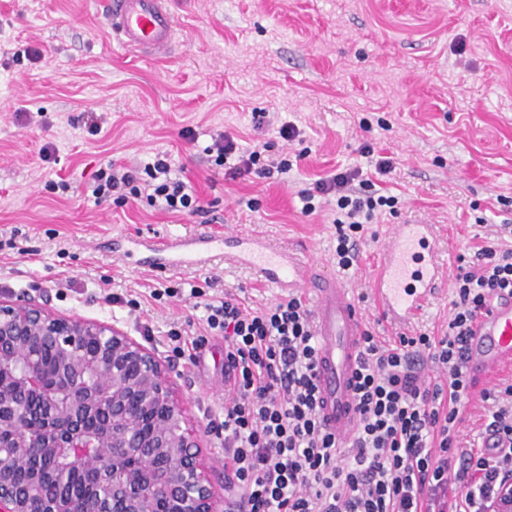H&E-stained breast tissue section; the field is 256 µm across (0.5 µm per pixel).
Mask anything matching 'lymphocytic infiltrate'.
<instances>
[{"label": "lymphocytic infiltrate", "mask_w": 512, "mask_h": 512, "mask_svg": "<svg viewBox=\"0 0 512 512\" xmlns=\"http://www.w3.org/2000/svg\"><path fill=\"white\" fill-rule=\"evenodd\" d=\"M211 150L233 180L291 168L266 146L243 151L226 135ZM90 189L99 203L202 210L164 153L140 169L108 163ZM330 195L336 260L346 270L358 257L357 233L377 212L396 213L398 200L346 171L301 189L303 213ZM190 295L200 299L207 328L224 338V468L235 512H484L502 475L512 472V383L477 390L465 366L472 326L491 296H512V247L487 245L458 265L452 314L440 333L386 341L365 332L355 373L357 426L346 442L318 417L317 340L303 296L254 309L232 293L209 299L194 285ZM475 390L484 432L496 439L490 448L461 445L456 436Z\"/></svg>", "instance_id": "f902f5d3"}]
</instances>
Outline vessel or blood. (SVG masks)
Masks as SVG:
<instances>
[{
    "mask_svg": "<svg viewBox=\"0 0 512 512\" xmlns=\"http://www.w3.org/2000/svg\"><path fill=\"white\" fill-rule=\"evenodd\" d=\"M112 37L124 48L161 58L175 39L176 23L168 0H105ZM435 227L417 213L407 215L383 246L372 288L385 320L408 328L443 289L446 273L434 247ZM168 267L206 264L215 249L225 263L252 270L281 293L305 290L313 295L312 319L318 343L316 378L318 415L324 428L349 440L356 427L354 374L362 313L350 282L312 264L304 249L271 245L257 233L181 236L170 242ZM467 366L476 377L512 366V298L493 300L475 323Z\"/></svg>",
    "mask_w": 512,
    "mask_h": 512,
    "instance_id": "1",
    "label": "vessel or blood"
}]
</instances>
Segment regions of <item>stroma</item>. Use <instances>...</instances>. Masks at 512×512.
Instances as JSON below:
<instances>
[{
    "instance_id": "35a3bbf8",
    "label": "stroma",
    "mask_w": 512,
    "mask_h": 512,
    "mask_svg": "<svg viewBox=\"0 0 512 512\" xmlns=\"http://www.w3.org/2000/svg\"><path fill=\"white\" fill-rule=\"evenodd\" d=\"M176 36L153 60L112 40L102 0H0V292L50 293L60 314L121 328L172 357L170 379L199 432L207 476L232 506L224 471V339L208 335L189 297L153 289L203 284L254 306L280 293L215 255L168 272L117 254L123 238L165 241L225 228L257 231L321 261L336 246L334 205L301 211L300 189L358 171L397 214L365 225L347 272L368 327L382 324L370 293L386 230L409 211L437 227L448 272L459 256L512 243V0H170ZM42 112L26 125L23 112ZM95 113L99 130L83 121ZM270 123L255 131L253 115ZM295 128L293 141L282 125ZM193 139H185V130ZM226 133L239 147L272 143L293 159L277 180L225 179L205 149ZM372 154H364V146ZM166 152L202 213L146 202L96 203L86 190L108 162ZM392 169L379 173V157ZM65 180L67 191L49 181ZM255 201L248 209L247 201ZM137 300L130 308L128 300ZM188 324L198 348L173 351Z\"/></svg>"
}]
</instances>
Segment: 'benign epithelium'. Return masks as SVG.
Listing matches in <instances>:
<instances>
[{"label":"benign epithelium","instance_id":"7a95c632","mask_svg":"<svg viewBox=\"0 0 512 512\" xmlns=\"http://www.w3.org/2000/svg\"><path fill=\"white\" fill-rule=\"evenodd\" d=\"M35 343L54 348L55 383L43 380ZM170 360L104 322L66 317L51 298L0 293V512H218L217 492L182 401L169 379ZM41 395L46 426L31 433L24 412ZM61 468L90 470L107 495L47 496L36 483L19 486L10 470H37L42 457ZM485 512H512V474Z\"/></svg>","mask_w":512,"mask_h":512}]
</instances>
